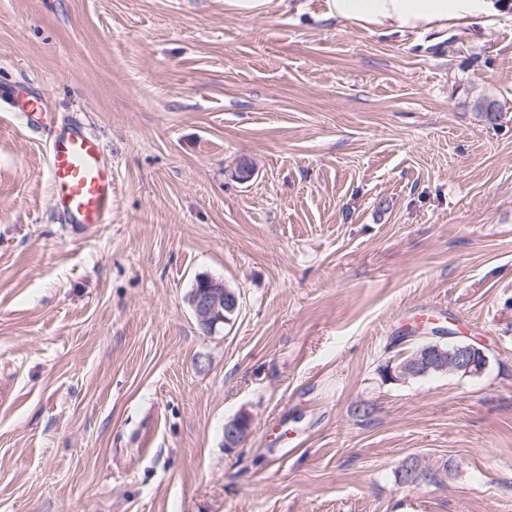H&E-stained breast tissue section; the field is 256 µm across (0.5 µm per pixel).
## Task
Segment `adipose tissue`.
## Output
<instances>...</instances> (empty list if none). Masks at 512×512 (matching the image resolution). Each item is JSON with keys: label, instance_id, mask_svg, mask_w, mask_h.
<instances>
[{"label": "adipose tissue", "instance_id": "obj_1", "mask_svg": "<svg viewBox=\"0 0 512 512\" xmlns=\"http://www.w3.org/2000/svg\"><path fill=\"white\" fill-rule=\"evenodd\" d=\"M329 17L367 31L412 33L471 26L512 9V0H327Z\"/></svg>", "mask_w": 512, "mask_h": 512}]
</instances>
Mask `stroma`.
I'll return each mask as SVG.
<instances>
[{
	"mask_svg": "<svg viewBox=\"0 0 512 512\" xmlns=\"http://www.w3.org/2000/svg\"><path fill=\"white\" fill-rule=\"evenodd\" d=\"M0 84L81 117L115 187L110 223H61L0 104V512H512V12L0 0ZM204 274L240 295L212 336ZM426 311L482 374L384 380ZM327 15L383 34L471 26L512 9L510 0H328ZM248 421V414L241 412L224 422V445L227 448H236L244 442Z\"/></svg>",
	"mask_w": 512,
	"mask_h": 512,
	"instance_id": "obj_1",
	"label": "stroma"
}]
</instances>
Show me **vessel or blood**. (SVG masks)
<instances>
[{
	"label": "vessel or blood",
	"instance_id": "b4317fda",
	"mask_svg": "<svg viewBox=\"0 0 512 512\" xmlns=\"http://www.w3.org/2000/svg\"><path fill=\"white\" fill-rule=\"evenodd\" d=\"M0 100L25 119L44 112L39 93L15 94L0 86ZM50 199L55 211L80 228L109 223L112 217V163L103 140L71 118L45 130Z\"/></svg>",
	"mask_w": 512,
	"mask_h": 512
}]
</instances>
